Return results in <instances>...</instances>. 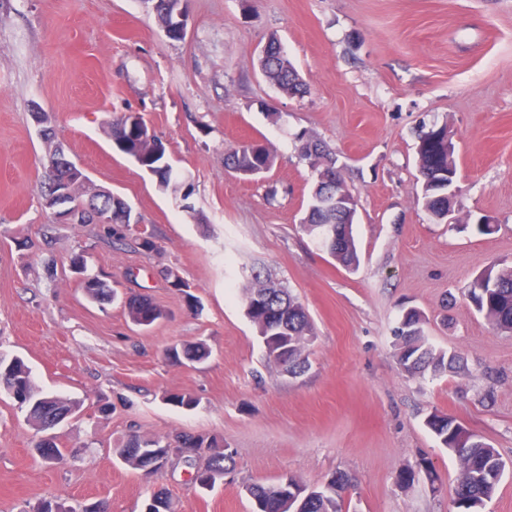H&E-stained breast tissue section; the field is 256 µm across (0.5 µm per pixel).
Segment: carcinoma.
<instances>
[{"label": "carcinoma", "mask_w": 512, "mask_h": 512, "mask_svg": "<svg viewBox=\"0 0 512 512\" xmlns=\"http://www.w3.org/2000/svg\"><path fill=\"white\" fill-rule=\"evenodd\" d=\"M186 9L182 0H160L154 11L168 36L180 40L183 35L175 24V11ZM264 75L282 90L293 95L308 92V86L296 67L282 50L280 43L271 40L265 56L259 61ZM130 115L109 123V135L115 147L123 154L138 159L157 176L161 187L167 189L174 180L173 167L166 158V150L158 138L134 137L129 132ZM418 171L422 177L421 194L417 202L432 214H437L448 205L442 197L444 184L448 182V126H432L418 135ZM314 151L317 158L315 173L324 179L315 181L303 231L328 255L347 269L359 265L360 258L353 236L354 218L342 217L334 210L321 207L319 199L325 195H336L347 191L345 182L336 170V158L327 146L320 142L303 140L300 154ZM226 164L236 174L260 173L272 167L273 155L262 144H246L226 157ZM107 236L116 243L131 239L145 252L157 249L154 233L147 227L131 223V215L120 203L112 205V223L104 227ZM341 233L342 245L336 246V233ZM496 287L479 293L466 289L465 297L498 332L512 333V265H495ZM89 297L97 302H111L117 290L97 277L83 284ZM245 305L252 307L253 324L260 326L265 336H289L294 339L296 352L288 364L308 365L307 343L315 336L312 321L303 304L285 287H274L256 274L252 286L245 289ZM124 306L130 319L137 325L150 326L162 317V311L149 299L130 294ZM420 320H407V329L396 328L395 356L398 365L411 377L430 372L434 375L456 373L464 367L462 357L456 351L437 348L430 343L419 326ZM209 357V349L203 342L186 345L182 349L168 352V359L175 364L182 360L202 362ZM3 368L8 376L0 378V390L6 392L14 402L22 403L33 421L39 419L50 423L62 412L76 411L78 403L61 397L42 394L30 376L29 368L15 357L4 359ZM426 426L439 443L456 459L458 477L453 489V502L466 506V512H484L486 503L495 494L500 484L506 463L501 454L482 436L470 431L462 424L442 412L435 411L426 419ZM138 436L129 438L119 449L123 463L137 470L146 471L150 460L137 452L134 446ZM154 447L168 450L196 448L207 455V465L215 470L227 472L234 466L233 455L225 452L224 444L208 433H178L173 437L154 436ZM352 487L351 477L340 472L310 491L307 485L294 477H286L275 484H250L245 487L255 504L277 503L280 512H343L345 497Z\"/></svg>", "instance_id": "carcinoma-1"}]
</instances>
